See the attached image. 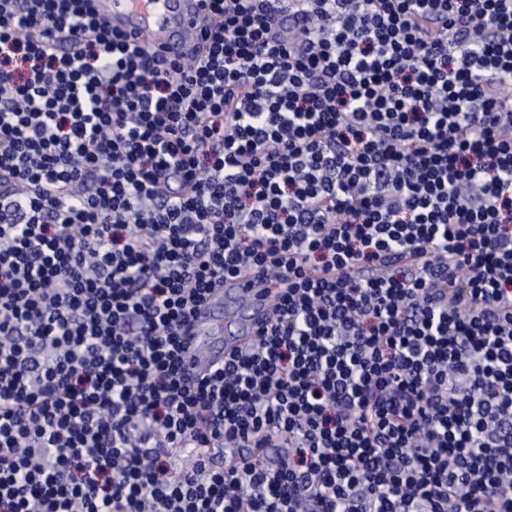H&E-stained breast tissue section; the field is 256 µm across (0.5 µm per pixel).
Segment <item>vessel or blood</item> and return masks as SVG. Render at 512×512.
I'll return each mask as SVG.
<instances>
[{
  "label": "vessel or blood",
  "mask_w": 512,
  "mask_h": 512,
  "mask_svg": "<svg viewBox=\"0 0 512 512\" xmlns=\"http://www.w3.org/2000/svg\"><path fill=\"white\" fill-rule=\"evenodd\" d=\"M97 13L112 27L146 46H162L170 58L199 44L196 23L202 0H96ZM271 316L262 284L254 276L228 280L198 312L191 331L190 358L202 366L219 360L227 345L251 338Z\"/></svg>",
  "instance_id": "b4317fda"
}]
</instances>
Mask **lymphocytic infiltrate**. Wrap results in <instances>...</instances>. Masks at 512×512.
<instances>
[{"label": "lymphocytic infiltrate", "mask_w": 512, "mask_h": 512, "mask_svg": "<svg viewBox=\"0 0 512 512\" xmlns=\"http://www.w3.org/2000/svg\"><path fill=\"white\" fill-rule=\"evenodd\" d=\"M92 2L0 0V512H512V0ZM96 12L112 28L146 46L160 44L164 54L175 59L199 44L202 31L196 23L202 0H95ZM224 310V313H223ZM271 317L262 284L253 275L228 280L217 288L194 319L190 335L191 363L203 366L224 356V348L251 338ZM224 335L215 342L212 336Z\"/></svg>", "instance_id": "1"}]
</instances>
